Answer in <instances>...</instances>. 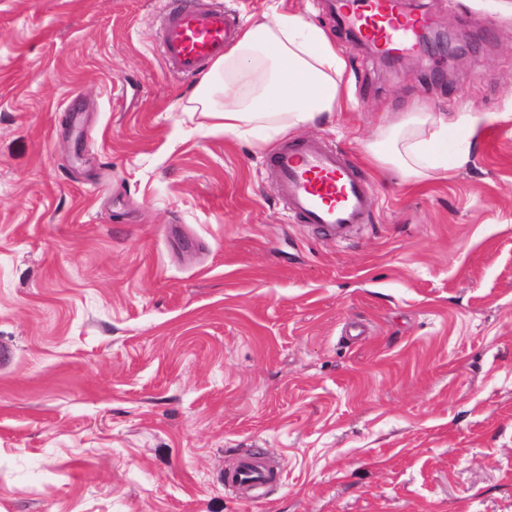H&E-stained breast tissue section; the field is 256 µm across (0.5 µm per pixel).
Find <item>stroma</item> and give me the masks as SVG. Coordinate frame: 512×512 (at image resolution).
<instances>
[{
    "label": "stroma",
    "mask_w": 512,
    "mask_h": 512,
    "mask_svg": "<svg viewBox=\"0 0 512 512\" xmlns=\"http://www.w3.org/2000/svg\"><path fill=\"white\" fill-rule=\"evenodd\" d=\"M464 54L345 57L368 221L284 209L268 150L202 129L167 0H0V512H512V0H418ZM500 121L446 179L377 173L395 113ZM278 467L225 490L241 452Z\"/></svg>",
    "instance_id": "obj_1"
}]
</instances>
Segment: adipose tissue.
Segmentation results:
<instances>
[{
  "label": "adipose tissue",
  "mask_w": 512,
  "mask_h": 512,
  "mask_svg": "<svg viewBox=\"0 0 512 512\" xmlns=\"http://www.w3.org/2000/svg\"><path fill=\"white\" fill-rule=\"evenodd\" d=\"M345 70L323 28L273 9L244 23L181 108L209 120L211 129L264 148L341 110L351 99ZM494 120V114L474 111L400 112L375 131L364 147L365 159L375 170L394 169L417 181L444 178L468 161L464 151L449 156V143L468 142Z\"/></svg>",
  "instance_id": "1"
}]
</instances>
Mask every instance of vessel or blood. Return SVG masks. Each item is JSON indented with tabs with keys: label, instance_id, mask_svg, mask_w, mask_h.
Wrapping results in <instances>:
<instances>
[{
	"label": "vessel or blood",
	"instance_id": "obj_1",
	"mask_svg": "<svg viewBox=\"0 0 512 512\" xmlns=\"http://www.w3.org/2000/svg\"><path fill=\"white\" fill-rule=\"evenodd\" d=\"M340 18L361 38L386 53L418 46L427 17L404 14L398 0H342ZM232 26L223 7L197 9L192 0H168L161 53L169 68L184 76L202 72L223 56ZM278 196L301 223L343 238L353 226L366 223L370 198L350 159L316 141L282 144L269 159ZM272 468L264 456L242 454L226 472V486L260 491L271 482Z\"/></svg>",
	"mask_w": 512,
	"mask_h": 512
}]
</instances>
